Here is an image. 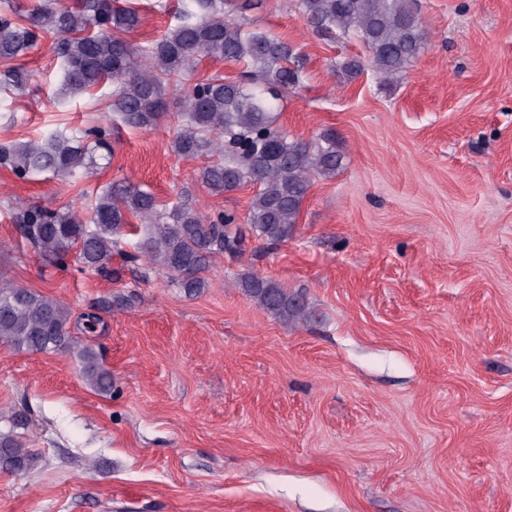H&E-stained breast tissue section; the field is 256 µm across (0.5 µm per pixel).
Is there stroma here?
I'll list each match as a JSON object with an SVG mask.
<instances>
[{
  "label": "stroma",
  "mask_w": 512,
  "mask_h": 512,
  "mask_svg": "<svg viewBox=\"0 0 512 512\" xmlns=\"http://www.w3.org/2000/svg\"><path fill=\"white\" fill-rule=\"evenodd\" d=\"M145 45L181 0H134ZM425 50L392 85L332 66L356 39L319 35L298 0H257L252 25L295 45L304 84L278 122L331 132L343 165L313 180L296 229L220 255L189 297L112 249V277L44 266L18 203L73 207L123 182L205 215L246 217L247 186L215 196L171 149L177 96L150 128L120 127L81 178L0 165V276L65 302L112 390L69 352L0 344V432L32 464L0 469V512H512V0H417ZM0 87V146L109 127L111 84L59 104L52 35ZM252 273L305 293L314 321L271 316ZM130 297L101 312L104 298ZM97 314L87 331L88 314ZM78 357L82 362L81 372L86 383L98 392H111L112 374L99 362L98 354L92 348L84 347Z\"/></svg>",
  "instance_id": "stroma-1"
}]
</instances>
